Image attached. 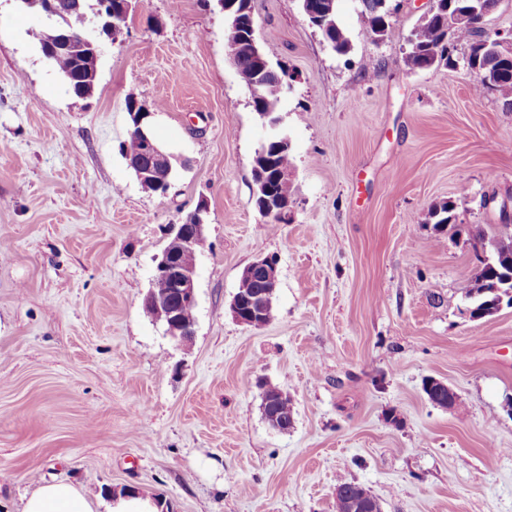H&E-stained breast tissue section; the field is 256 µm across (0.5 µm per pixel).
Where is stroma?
I'll use <instances>...</instances> for the list:
<instances>
[{"label": "stroma", "mask_w": 512, "mask_h": 512, "mask_svg": "<svg viewBox=\"0 0 512 512\" xmlns=\"http://www.w3.org/2000/svg\"><path fill=\"white\" fill-rule=\"evenodd\" d=\"M90 96L42 54L43 17L0 0V512L41 482L136 488L170 512H336L346 477L382 512H512V308L474 320L463 234L512 224V108L466 69L406 64L428 0L373 41L338 0L335 53L300 0H253L257 38L293 77L277 128L252 107L217 0H133ZM375 71H365L368 60ZM136 93L177 165L145 192L120 152ZM293 158L288 222L254 203L272 132ZM206 203L196 333L142 309L167 227ZM450 203L457 230H438ZM278 261L274 316L229 304L243 268ZM451 387L433 405L423 381ZM292 401L272 429L258 382Z\"/></svg>", "instance_id": "35a3bbf8"}]
</instances>
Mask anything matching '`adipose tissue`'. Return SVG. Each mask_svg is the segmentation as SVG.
Here are the masks:
<instances>
[{
    "label": "adipose tissue",
    "mask_w": 512,
    "mask_h": 512,
    "mask_svg": "<svg viewBox=\"0 0 512 512\" xmlns=\"http://www.w3.org/2000/svg\"><path fill=\"white\" fill-rule=\"evenodd\" d=\"M159 512L156 499L127 491L107 495L100 503H92L81 489L72 483L58 481L39 486L23 499L22 512Z\"/></svg>",
    "instance_id": "obj_1"
}]
</instances>
